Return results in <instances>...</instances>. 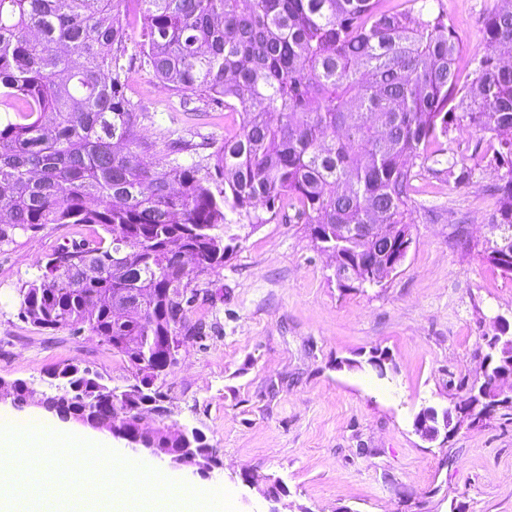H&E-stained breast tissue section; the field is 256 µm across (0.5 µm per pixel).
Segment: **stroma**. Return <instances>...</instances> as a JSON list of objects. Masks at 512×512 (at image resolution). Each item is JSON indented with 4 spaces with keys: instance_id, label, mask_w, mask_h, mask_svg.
I'll return each mask as SVG.
<instances>
[{
    "instance_id": "stroma-1",
    "label": "stroma",
    "mask_w": 512,
    "mask_h": 512,
    "mask_svg": "<svg viewBox=\"0 0 512 512\" xmlns=\"http://www.w3.org/2000/svg\"><path fill=\"white\" fill-rule=\"evenodd\" d=\"M497 0H443L464 53L461 83L473 78L481 53L482 17ZM124 94L143 112L137 134L165 152L170 135L216 150L224 111L194 100L179 111V92L133 65ZM471 167L468 183L420 176L422 203L412 243L399 268L380 284L342 288L334 258L318 249L309 225L236 227V249L213 275L194 311L206 339L187 340L177 364L157 385L169 428L200 429L221 463L212 477L193 467L165 475L195 488L224 487L238 512H512V408L462 418L458 430L428 442L415 431L425 407L459 401L480 374L497 318L512 324V279L489 264L483 249L496 200L488 190L498 172L475 136L452 130L444 143ZM464 227L465 243L449 236ZM86 227L49 224L0 247V378L45 391L44 372L79 363L111 385L131 379L125 363L89 332L46 331L19 315L18 294L60 243ZM386 354L385 374L369 363ZM355 369H348L347 361ZM0 412L133 452L106 431L86 432L37 402ZM254 485L243 481L244 475ZM278 501L263 492L271 483Z\"/></svg>"
}]
</instances>
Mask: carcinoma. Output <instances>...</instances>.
I'll use <instances>...</instances> for the list:
<instances>
[{"mask_svg":"<svg viewBox=\"0 0 512 512\" xmlns=\"http://www.w3.org/2000/svg\"><path fill=\"white\" fill-rule=\"evenodd\" d=\"M0 0V245L48 224L92 233L58 246L20 288V316L41 329L88 330L127 363L118 391L87 366L45 371L57 391L46 409L180 448L140 414L170 410L156 382L177 362L179 336L203 340L192 321L201 288L235 249L233 226L269 224L282 208L312 226L354 287L388 276L386 249L411 233L419 167L464 184L472 169L442 139L463 126L505 167L491 191L500 232L488 262L512 278V9L483 18L475 77L459 86L463 44L442 0ZM142 19L139 58L159 82L234 116L224 144L202 155L179 138L155 162L135 131L144 113L123 96L128 5ZM189 160H184L183 155ZM265 213L257 212L258 207ZM483 381L466 401L488 417L507 402L491 383L512 365V338L491 336ZM14 405L30 392L0 388Z\"/></svg>","mask_w":512,"mask_h":512,"instance_id":"carcinoma-1","label":"carcinoma"}]
</instances>
